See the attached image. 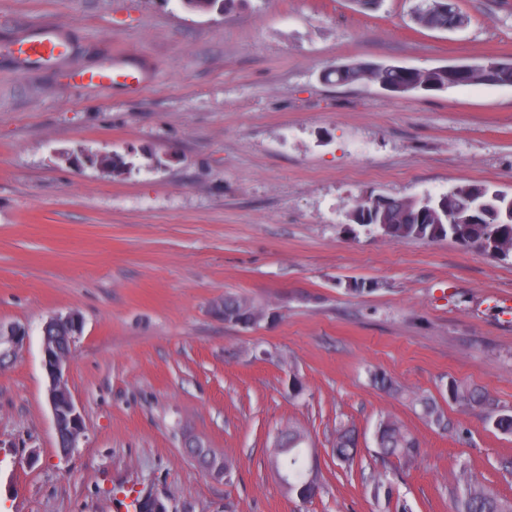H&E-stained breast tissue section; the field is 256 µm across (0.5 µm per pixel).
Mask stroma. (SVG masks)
<instances>
[{
	"mask_svg": "<svg viewBox=\"0 0 512 512\" xmlns=\"http://www.w3.org/2000/svg\"><path fill=\"white\" fill-rule=\"evenodd\" d=\"M418 2L237 0L224 14L0 0V321L28 332L0 368V512H130L129 491L170 512H449L463 462L512 499V435L445 390L453 378L512 410V259L351 227L369 193L512 195V85L394 94L325 79L342 63L512 61V0H456L457 30L419 27ZM41 22L62 28L68 62L14 58L9 41ZM116 56L147 72L140 94L74 82ZM84 152L129 153L140 170L76 164ZM227 295L263 320L225 322ZM72 312L66 381L84 432L64 455L42 328ZM417 395L451 430L420 418ZM385 415L418 438L414 466L379 454ZM291 422L318 457L308 502L270 463ZM341 422L359 439L346 466L332 455ZM191 440L229 460L231 480L203 471ZM380 474L398 500L374 499Z\"/></svg>",
	"mask_w": 512,
	"mask_h": 512,
	"instance_id": "stroma-1",
	"label": "stroma"
}]
</instances>
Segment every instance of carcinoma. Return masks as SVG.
Here are the masks:
<instances>
[{"instance_id": "obj_1", "label": "carcinoma", "mask_w": 512, "mask_h": 512, "mask_svg": "<svg viewBox=\"0 0 512 512\" xmlns=\"http://www.w3.org/2000/svg\"><path fill=\"white\" fill-rule=\"evenodd\" d=\"M237 0H181L182 5L193 11L208 12L220 8L230 11ZM465 20L464 15L452 7L441 10L421 8L414 21L422 28L441 30L451 23ZM338 84L373 82L377 84H396L408 76L396 70L383 67L370 68L368 64L338 65L330 73ZM418 86H434L448 84V73L445 70L415 72L408 77ZM421 206L413 200H402L395 209L384 215L386 225L367 224L366 230L376 232L392 241L405 238L432 240L435 228L431 224H421L414 218L416 209ZM448 238L464 245L483 248V243H493L497 257L502 260L512 259V227L504 224H450ZM448 398L455 403L468 407H482L488 411V422L493 429L503 433H512V413L499 407L491 395L481 389L468 387L455 379L448 380L446 386ZM420 415L436 426H447L444 415L437 402L427 396L416 398ZM375 445L379 454L394 457L407 466L416 463L420 453L417 438L397 419L390 415L382 417L376 427ZM307 432L296 425L285 429L284 447L274 449V457L287 471L288 493L303 501L312 500L320 490V475H312L315 464L312 463V451L308 447ZM357 452L355 430L348 425L336 429V440L333 455L336 460L348 464L353 461ZM461 492L456 494L453 512H512V502L503 500L489 492L473 475L467 463L459 465L457 475ZM376 499L391 501L396 492L394 484L380 478L372 488Z\"/></svg>"}]
</instances>
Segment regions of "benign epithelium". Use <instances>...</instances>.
<instances>
[{
	"instance_id": "obj_1",
	"label": "benign epithelium",
	"mask_w": 512,
	"mask_h": 512,
	"mask_svg": "<svg viewBox=\"0 0 512 512\" xmlns=\"http://www.w3.org/2000/svg\"><path fill=\"white\" fill-rule=\"evenodd\" d=\"M448 78L455 84L466 82L476 72L489 73L485 64H456L445 67ZM467 212L446 214L445 224H482L484 217L504 211L505 219H512V196L494 192L489 196L479 194ZM448 197L426 195L417 213L419 221L435 217V207H443ZM82 330V320L76 313L65 317H53L43 327V367L48 378L47 398L54 419L57 448L63 454L76 447L83 432V420L64 380V366L68 355L64 350L73 346L75 336ZM27 336L26 328L19 324L0 322V366L10 363L23 346Z\"/></svg>"
}]
</instances>
